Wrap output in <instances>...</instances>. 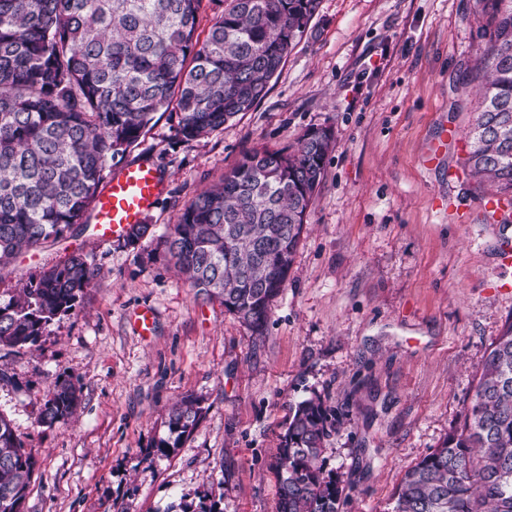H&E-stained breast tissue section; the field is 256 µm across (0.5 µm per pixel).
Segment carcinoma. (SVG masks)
Returning <instances> with one entry per match:
<instances>
[{
    "instance_id": "carcinoma-1",
    "label": "carcinoma",
    "mask_w": 512,
    "mask_h": 512,
    "mask_svg": "<svg viewBox=\"0 0 512 512\" xmlns=\"http://www.w3.org/2000/svg\"><path fill=\"white\" fill-rule=\"evenodd\" d=\"M488 10L484 82L468 132L470 176L512 211V0ZM201 0H0V277L16 260L87 225L108 162L138 144L159 112L193 141L251 111L298 44L319 0H230L204 40ZM324 128L296 144L246 153L221 185L188 200L160 241L195 296L217 300L255 334L288 278L333 148ZM96 277L79 251L0 298V346L35 345L74 310ZM80 389L56 382L38 414L74 416ZM202 409L187 397L168 416L177 446ZM336 417L304 399L272 464L277 512H339L344 492L320 458ZM33 461L0 416V512H22ZM393 512H512V323L490 345L463 424L409 470Z\"/></svg>"
}]
</instances>
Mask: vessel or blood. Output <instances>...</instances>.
Listing matches in <instances>:
<instances>
[{"label": "vessel or blood", "mask_w": 512, "mask_h": 512, "mask_svg": "<svg viewBox=\"0 0 512 512\" xmlns=\"http://www.w3.org/2000/svg\"><path fill=\"white\" fill-rule=\"evenodd\" d=\"M164 190V182L153 166L132 163L124 167L99 191L89 212L88 222L95 237L109 242L143 223Z\"/></svg>", "instance_id": "vessel-or-blood-1"}]
</instances>
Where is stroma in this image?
Masks as SVG:
<instances>
[{
  "label": "stroma",
  "instance_id": "1",
  "mask_svg": "<svg viewBox=\"0 0 512 512\" xmlns=\"http://www.w3.org/2000/svg\"><path fill=\"white\" fill-rule=\"evenodd\" d=\"M488 21L478 0H320L252 111L188 142L165 112L126 154L167 187L146 217L154 237L103 243L87 229L17 259L0 295L75 250L100 271L35 347L0 346V414L34 462L23 512H276L279 436L314 395L338 420L321 463L345 486L340 512H392L405 473L461 425L512 322V223L462 166ZM313 127L335 147L256 336L195 297L158 238L244 154ZM145 307L149 336L134 323ZM58 380L81 407L39 424ZM185 397L203 414L159 449Z\"/></svg>",
  "mask_w": 512,
  "mask_h": 512
}]
</instances>
